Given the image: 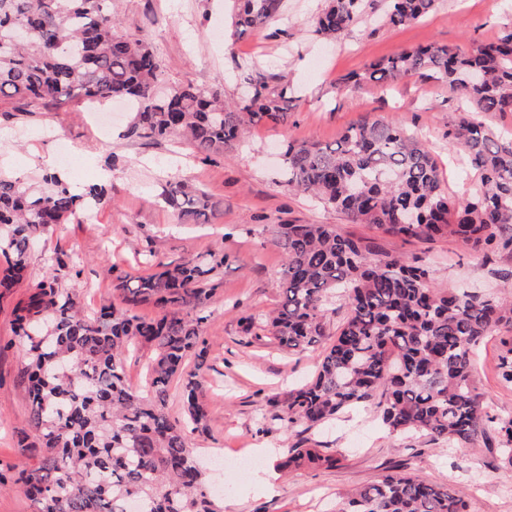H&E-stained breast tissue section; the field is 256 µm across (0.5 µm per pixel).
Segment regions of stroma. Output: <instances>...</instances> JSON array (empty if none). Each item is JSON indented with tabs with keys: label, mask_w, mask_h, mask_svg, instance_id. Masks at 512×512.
Here are the masks:
<instances>
[{
	"label": "stroma",
	"mask_w": 512,
	"mask_h": 512,
	"mask_svg": "<svg viewBox=\"0 0 512 512\" xmlns=\"http://www.w3.org/2000/svg\"><path fill=\"white\" fill-rule=\"evenodd\" d=\"M325 5L326 0H286L273 26L238 36L229 25L234 0H115L124 33L150 38L171 85L215 84L230 102L238 100L249 77L287 87L292 106L287 126L248 127L240 147L213 162L170 142L124 139L129 113L121 107L96 123L77 102L65 112L49 106L24 112L13 101H0V171L20 177L42 173L45 157L57 156L65 145L75 153L68 169L72 182L105 184L112 199L87 220L53 225L32 250L30 278L53 272L54 256H79L78 272H54L62 288L95 309L117 301L112 286L117 274L138 276L157 258L175 262L224 248L229 261L205 307L210 368L203 401L210 432L194 440L222 512H332L342 494L389 472L466 489L471 512H512V479L496 449L480 441L451 448L420 435L390 436L372 404L309 431L310 441L335 457L333 466L276 470L279 449L300 435L266 420L268 401L285 398L290 388L311 377L317 356L282 349L269 336L251 341L242 332L243 316L268 312L281 299L284 256L273 242L275 225L290 220L332 224L345 235L375 239L386 252L423 260L436 285L495 295L512 280V253L470 250L451 239L379 236L314 197L289 192L277 162L288 141L332 144L347 127L370 117L402 123L437 158L448 193L472 194L478 175L449 152L445 138L457 118L456 95L446 84L418 76L345 87L336 81L420 44L466 47L493 40L512 27V0H439L429 15L403 28L388 26L378 11L335 40L314 31V19ZM177 174L207 192L218 219L178 221L161 198ZM507 334L503 328L487 337L473 363L483 402L503 416L512 415V385L498 375L501 339ZM23 366L17 351L0 354V468L22 465L26 446L38 442L27 422ZM242 455L258 456V465L244 473L230 467V459ZM271 472L277 478L269 488L260 478Z\"/></svg>",
	"instance_id": "1"
}]
</instances>
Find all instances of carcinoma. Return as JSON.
<instances>
[{
	"mask_svg": "<svg viewBox=\"0 0 512 512\" xmlns=\"http://www.w3.org/2000/svg\"><path fill=\"white\" fill-rule=\"evenodd\" d=\"M437 0H385L393 27L419 21ZM369 0H329L315 32L337 39L361 19ZM285 0H236V34L261 29L284 13ZM112 0H0V99L34 111L50 100H122L134 110L123 137L178 140L195 155L220 157L246 125L285 126L287 87L265 82L224 101L213 85L169 86L151 42L119 31ZM420 75L448 84L472 109L448 127V147L463 152L480 190L448 195L431 152L398 122L365 119L332 145L286 143L288 189L313 194L353 224L402 240L452 238L465 247L512 252V138L495 134L487 112L512 113V29L472 47L438 43L403 49L370 63L337 85ZM166 203L182 223H208L215 206L183 179L169 182ZM108 203L104 190L81 191L56 174L42 182L0 174V260L3 293L27 279L35 243L55 224ZM285 256L282 301L242 318L244 333L270 335L290 351L320 350L306 384L269 401L271 420L305 431L374 403L392 436L422 434L460 447L496 445L512 473V416L484 406L472 376L474 350L512 326V299L432 284L427 265L383 251L376 242L339 233L333 224L288 222L275 228ZM229 255L217 248L179 262L157 260L145 276L115 277L124 306L88 314L50 273L29 285L11 311L16 346L26 362L29 426L40 451L15 471L0 469V489H17L39 512H220L193 453L192 436L209 433L202 380L208 368L205 316L192 317L216 294ZM347 309L330 330L336 301ZM142 305L157 315L136 313ZM155 356L143 390L126 380L130 346ZM499 376L512 385V342ZM193 359L194 370L185 371ZM177 388L184 422L167 412ZM335 458L301 440L286 449L283 468L330 466ZM337 512H469L468 495L411 474H385L349 493Z\"/></svg>",
	"mask_w": 512,
	"mask_h": 512,
	"instance_id": "1",
	"label": "carcinoma"
}]
</instances>
